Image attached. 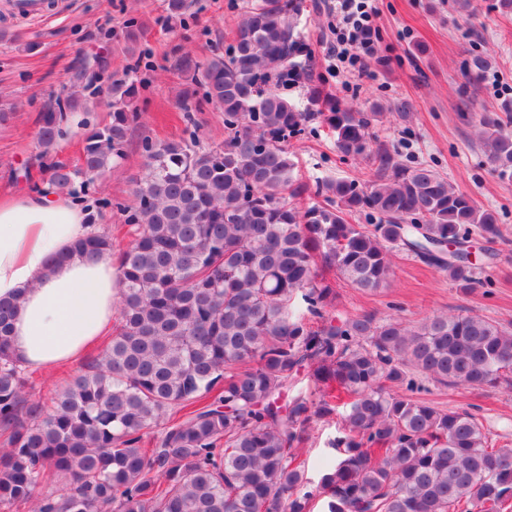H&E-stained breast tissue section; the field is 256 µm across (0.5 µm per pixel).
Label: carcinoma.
<instances>
[{"label":"carcinoma","instance_id":"obj_1","mask_svg":"<svg viewBox=\"0 0 512 512\" xmlns=\"http://www.w3.org/2000/svg\"><path fill=\"white\" fill-rule=\"evenodd\" d=\"M290 0H255L222 53L183 56L177 72L224 112V144L142 141L145 175L117 205L133 238L120 254L119 320L85 372L50 404L25 397L12 352L14 306L0 303V512H512V442L469 410L414 397V374L443 386L512 389V326L460 312L413 325L372 314L329 315V269L364 292L393 273V249L429 261L463 289L479 283L473 235L502 236L479 206L433 168L369 149L372 118L335 107L338 148L377 164L373 179L305 192L288 138L302 111L284 85L300 47ZM65 108L42 114L54 149L67 112L82 104L83 68ZM139 86L116 82L111 121L84 139L80 164L51 167L58 195L121 165L138 122ZM489 162L512 178V131L479 121ZM376 223L350 224L346 211ZM455 250H448V245ZM101 234L73 253L93 259ZM306 377L315 405L286 391ZM402 391L393 390V386ZM340 416L336 465L307 489L299 448L318 416Z\"/></svg>","mask_w":512,"mask_h":512}]
</instances>
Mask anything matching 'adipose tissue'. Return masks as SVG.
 Segmentation results:
<instances>
[{"mask_svg": "<svg viewBox=\"0 0 512 512\" xmlns=\"http://www.w3.org/2000/svg\"><path fill=\"white\" fill-rule=\"evenodd\" d=\"M99 232L81 199L42 186L0 196V299L17 304L12 350L22 367L55 373L111 335L117 258L71 255L78 241Z\"/></svg>", "mask_w": 512, "mask_h": 512, "instance_id": "ef3b65f1", "label": "adipose tissue"}]
</instances>
